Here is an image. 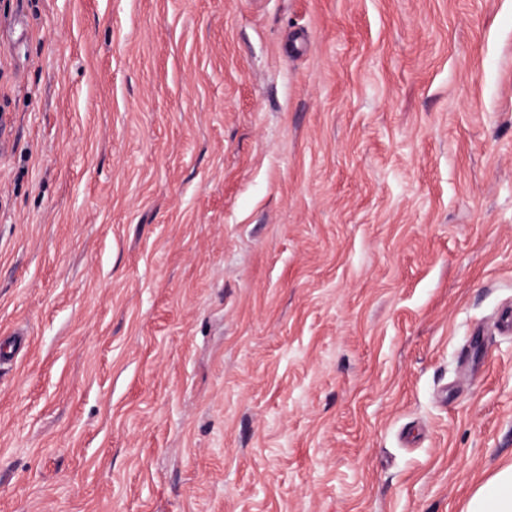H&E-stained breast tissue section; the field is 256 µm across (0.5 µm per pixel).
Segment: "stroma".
<instances>
[{
  "instance_id": "35a3bbf8",
  "label": "stroma",
  "mask_w": 512,
  "mask_h": 512,
  "mask_svg": "<svg viewBox=\"0 0 512 512\" xmlns=\"http://www.w3.org/2000/svg\"><path fill=\"white\" fill-rule=\"evenodd\" d=\"M511 320L512 0H0V512H463Z\"/></svg>"
}]
</instances>
